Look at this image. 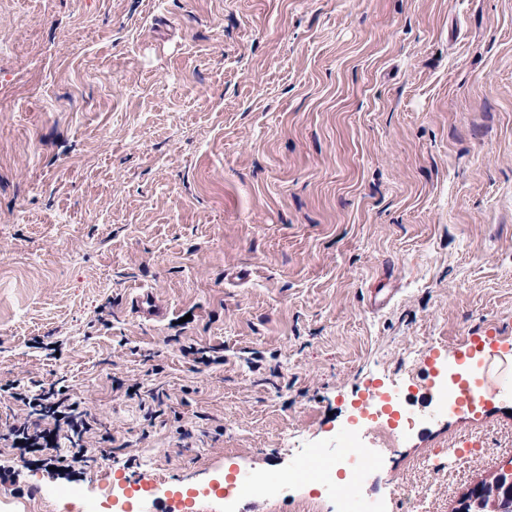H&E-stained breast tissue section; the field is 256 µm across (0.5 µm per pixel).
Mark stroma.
I'll return each instance as SVG.
<instances>
[{"mask_svg": "<svg viewBox=\"0 0 512 512\" xmlns=\"http://www.w3.org/2000/svg\"><path fill=\"white\" fill-rule=\"evenodd\" d=\"M480 328L512 339V0H0V385L65 379L112 437L67 475L0 446V512L276 478L291 438L339 450L379 380L422 413L431 353ZM119 380L168 414L144 430ZM372 444L351 493L240 512H455L512 466V401ZM132 304L136 313L143 321H158L162 319L167 312V310L157 302L150 291L137 293L132 299ZM220 346H212V347H200L197 348L195 344H190L189 346L182 345L181 352L184 357L192 356L191 361L194 363L192 366L197 367V365L202 364L205 367H209L212 364L221 365L224 363V356H210L207 353H219ZM201 355V356H198Z\"/></svg>", "mask_w": 512, "mask_h": 512, "instance_id": "35a3bbf8", "label": "stroma"}]
</instances>
